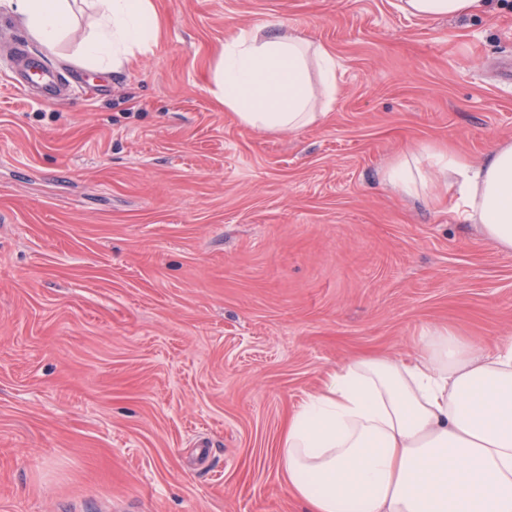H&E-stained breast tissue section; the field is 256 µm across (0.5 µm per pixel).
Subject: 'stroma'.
<instances>
[{"label":"stroma","instance_id":"1","mask_svg":"<svg viewBox=\"0 0 512 512\" xmlns=\"http://www.w3.org/2000/svg\"><path fill=\"white\" fill-rule=\"evenodd\" d=\"M152 51L78 66L56 103L0 63V512H306L277 440L324 375L446 324L512 336V253L396 193L401 155L512 142V0L424 20L399 0H153ZM281 22L333 51L329 113L239 124L229 34Z\"/></svg>","mask_w":512,"mask_h":512}]
</instances>
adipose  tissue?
<instances>
[{
  "mask_svg": "<svg viewBox=\"0 0 512 512\" xmlns=\"http://www.w3.org/2000/svg\"><path fill=\"white\" fill-rule=\"evenodd\" d=\"M77 0H6L46 50L76 34ZM98 19L79 36L82 65L109 70L150 51L153 0H91ZM491 0H400L422 18L478 17ZM77 35V34H76ZM214 81L246 127L295 131L336 100V59L281 25L225 40ZM405 195L449 194L459 220L512 252V143L480 162L423 150L385 172ZM278 458L288 491L308 512H512V336L485 348L449 326L420 335L414 356L371 354L328 372L282 428Z\"/></svg>",
  "mask_w": 512,
  "mask_h": 512,
  "instance_id": "obj_1",
  "label": "adipose tissue"
}]
</instances>
